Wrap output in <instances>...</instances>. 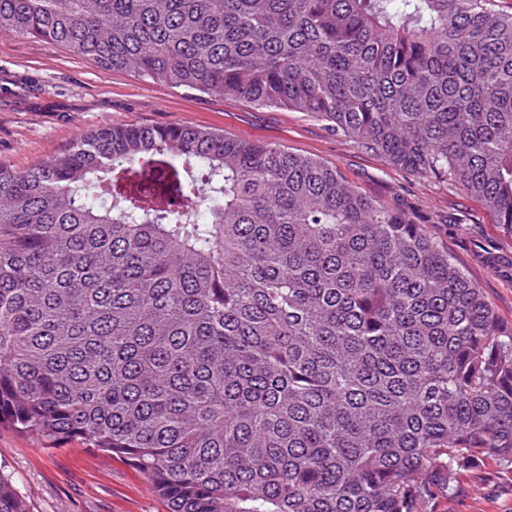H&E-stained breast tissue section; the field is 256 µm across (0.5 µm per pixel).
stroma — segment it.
Segmentation results:
<instances>
[{
    "mask_svg": "<svg viewBox=\"0 0 512 512\" xmlns=\"http://www.w3.org/2000/svg\"><path fill=\"white\" fill-rule=\"evenodd\" d=\"M189 124L311 156L336 166L363 193L407 213L482 288L501 329L512 332V234L473 197L390 166L302 112L262 108L221 94L145 81L127 71L28 38L0 35V164L26 170L104 124ZM489 479L459 477L437 512H512V468L489 464ZM0 473L33 512H165L147 478L112 454L72 440L44 448L32 434L0 426Z\"/></svg>",
    "mask_w": 512,
    "mask_h": 512,
    "instance_id": "stroma-1",
    "label": "stroma"
}]
</instances>
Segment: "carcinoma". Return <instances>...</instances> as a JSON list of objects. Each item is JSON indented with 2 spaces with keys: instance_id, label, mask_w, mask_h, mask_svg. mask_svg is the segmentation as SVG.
Wrapping results in <instances>:
<instances>
[{
  "instance_id": "cac0c4a2",
  "label": "carcinoma",
  "mask_w": 512,
  "mask_h": 512,
  "mask_svg": "<svg viewBox=\"0 0 512 512\" xmlns=\"http://www.w3.org/2000/svg\"><path fill=\"white\" fill-rule=\"evenodd\" d=\"M0 34L303 112L512 232V13L491 0H0ZM0 425L130 462L167 512H434L512 467V333L337 168L104 124L0 164ZM0 512H31L0 475Z\"/></svg>"
}]
</instances>
